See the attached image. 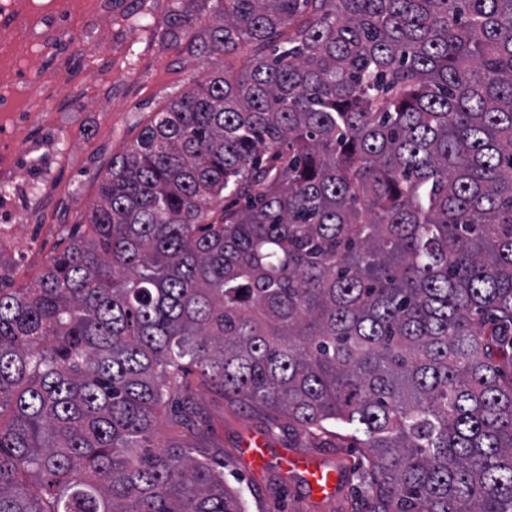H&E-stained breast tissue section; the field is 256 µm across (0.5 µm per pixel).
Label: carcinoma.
<instances>
[{"label":"carcinoma","instance_id":"carcinoma-1","mask_svg":"<svg viewBox=\"0 0 512 512\" xmlns=\"http://www.w3.org/2000/svg\"><path fill=\"white\" fill-rule=\"evenodd\" d=\"M206 10L199 55L250 65L0 274V512H246L148 446L191 367L352 432L370 512H512V0H176L169 34Z\"/></svg>","mask_w":512,"mask_h":512}]
</instances>
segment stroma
<instances>
[{"label":"stroma","instance_id":"1","mask_svg":"<svg viewBox=\"0 0 512 512\" xmlns=\"http://www.w3.org/2000/svg\"><path fill=\"white\" fill-rule=\"evenodd\" d=\"M173 7L174 0H113L111 13L86 25L77 2L70 31L54 49L34 43L0 61L2 67L48 77L47 105L55 114L54 128L33 123L18 146L26 155L20 177L45 171L50 186L20 229L30 250L6 255L15 286L32 283L70 245L73 224L97 200L112 158L130 147L155 112L211 73H237L247 65V48L204 59L192 53L190 38L169 41ZM186 381L190 403L177 415L161 412L151 435L155 447L190 446L195 457L223 464L224 479L240 491L247 512H352L360 456L351 438L332 431L310 435L283 413L231 403L198 374H188ZM258 435L267 438L272 458L260 472L239 452L244 440ZM289 452L342 463L337 496L318 501L297 476L281 470L276 460Z\"/></svg>","mask_w":512,"mask_h":512}]
</instances>
